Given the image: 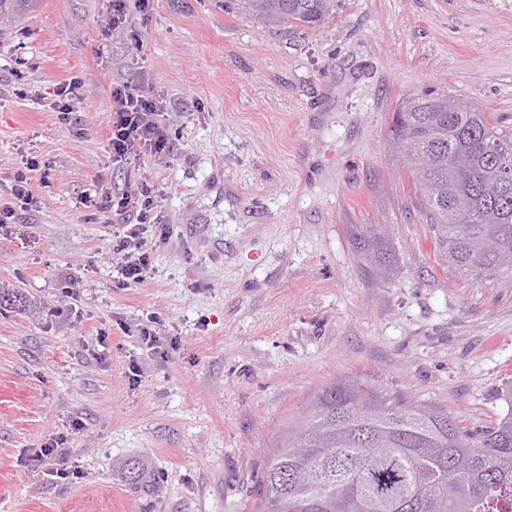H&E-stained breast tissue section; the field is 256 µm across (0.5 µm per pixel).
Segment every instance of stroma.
I'll list each match as a JSON object with an SVG mask.
<instances>
[{"mask_svg": "<svg viewBox=\"0 0 512 512\" xmlns=\"http://www.w3.org/2000/svg\"><path fill=\"white\" fill-rule=\"evenodd\" d=\"M110 11L33 0L0 20V196L23 155L54 169L39 210L0 228V290L29 301L0 310V512H244L271 436L356 373L493 426L512 284L439 264L389 128L419 91L512 125V0H336L313 29L151 0L135 43L103 35ZM73 78L86 99L63 121L52 93ZM127 81L166 103L167 165L106 163ZM142 177L165 186L166 230L149 278L119 288L112 228L83 202ZM363 224L382 230L388 279L358 255ZM61 434L65 481L27 462ZM132 459L150 482L128 484Z\"/></svg>", "mask_w": 512, "mask_h": 512, "instance_id": "obj_1", "label": "stroma"}]
</instances>
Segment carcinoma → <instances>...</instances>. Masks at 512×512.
I'll return each mask as SVG.
<instances>
[{"mask_svg":"<svg viewBox=\"0 0 512 512\" xmlns=\"http://www.w3.org/2000/svg\"><path fill=\"white\" fill-rule=\"evenodd\" d=\"M242 13L317 27L333 0H234ZM391 144L409 165L437 259L463 273L512 272V126L438 93L393 113ZM359 256L382 273L389 253L371 224ZM507 412L478 434L444 410L415 405L363 374L308 398L258 463L247 512H512V386Z\"/></svg>","mask_w":512,"mask_h":512,"instance_id":"1","label":"carcinoma"}]
</instances>
